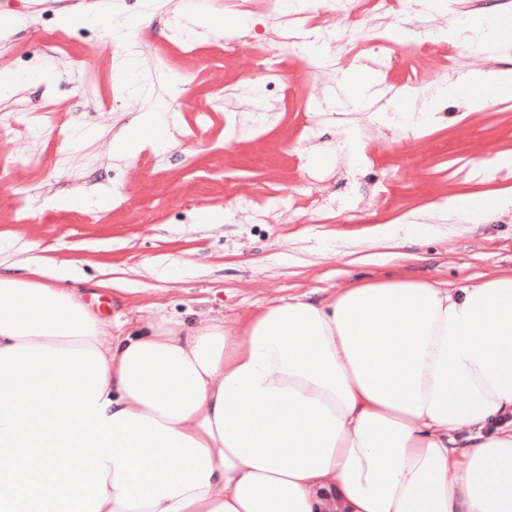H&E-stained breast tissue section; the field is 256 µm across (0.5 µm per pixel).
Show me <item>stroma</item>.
Returning a JSON list of instances; mask_svg holds the SVG:
<instances>
[{"mask_svg": "<svg viewBox=\"0 0 512 512\" xmlns=\"http://www.w3.org/2000/svg\"><path fill=\"white\" fill-rule=\"evenodd\" d=\"M145 2L111 0L132 23L129 36L142 45L138 57L155 94L192 136L171 137L162 154L147 147L119 160L112 139L146 102L121 81L125 55L106 23L63 13L55 0H0V82L49 64L56 71L0 101V119L54 104L58 126L57 136L35 147L0 134V239L12 244L10 261L73 263L83 300L105 319L137 326L160 315L188 325L220 317L232 334L281 297L326 298L394 276L451 286L512 276V207L480 224H429L405 240L379 234L453 196L512 192V167L496 164L498 155L512 154V101L474 109L447 98L416 133L328 105L345 79L400 94L407 104L413 93L471 70L512 71V33L490 54L467 38L431 34L453 20L512 16V0H445L439 10L419 2L400 29L380 34L363 0H350L356 40L383 37L380 52H357L344 72L288 53L285 82L266 92L268 110L255 126L235 123L233 112L261 81L255 50L226 56L220 38L185 40L177 0H153L150 12ZM149 14L158 25L145 32ZM249 26L261 37L286 27L324 33L336 18L308 0L304 12L254 14ZM410 42L421 51L390 66ZM350 128L362 145L355 158L340 149ZM47 150L63 152L64 165L47 166ZM316 154L321 163L313 162ZM20 156L24 164L15 165ZM18 184L48 205L15 210ZM59 195L94 204L51 205ZM267 197L283 202L279 221L254 223L249 209ZM205 213L224 221L200 223Z\"/></svg>", "mask_w": 512, "mask_h": 512, "instance_id": "35a3bbf8", "label": "stroma"}]
</instances>
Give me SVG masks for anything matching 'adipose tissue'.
<instances>
[{"mask_svg":"<svg viewBox=\"0 0 512 512\" xmlns=\"http://www.w3.org/2000/svg\"><path fill=\"white\" fill-rule=\"evenodd\" d=\"M166 114L113 154L165 150ZM25 270L0 262V481L36 484L22 512H512V276L359 282L235 335L214 317L109 338L71 264Z\"/></svg>","mask_w":512,"mask_h":512,"instance_id":"1","label":"adipose tissue"}]
</instances>
